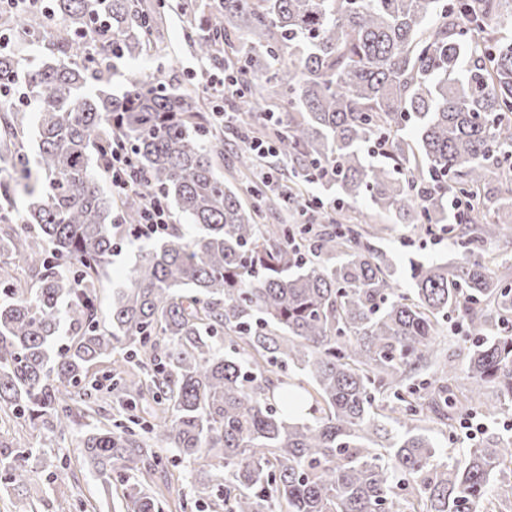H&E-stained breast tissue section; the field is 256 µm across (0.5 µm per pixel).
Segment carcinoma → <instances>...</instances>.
I'll return each mask as SVG.
<instances>
[{
	"instance_id": "1",
	"label": "carcinoma",
	"mask_w": 512,
	"mask_h": 512,
	"mask_svg": "<svg viewBox=\"0 0 512 512\" xmlns=\"http://www.w3.org/2000/svg\"><path fill=\"white\" fill-rule=\"evenodd\" d=\"M59 21L39 57L0 51V87L35 105L0 106V411L37 425L42 442H0V484L22 491L31 462L77 419L101 407L98 363L120 356L145 379L112 377L120 405L148 389L166 404L162 424L131 420L85 433L82 466L117 481L127 512H159L146 489L172 484L166 457L194 463L195 500L212 512H477L488 486L512 484V441L490 434L448 464L423 426L457 410L512 404V266L491 250L512 228L498 212L460 216L453 263L410 261L412 288L394 279L376 245L386 230L359 222L264 224V213L319 183L367 198L400 224L448 220L452 196H492L512 183V0H219L222 18L197 19L183 37L192 55L235 73L239 126L261 103L284 110L263 127L288 158L284 184L224 183V130L212 101L135 75L110 90L104 58L166 56L164 0H51ZM0 10V34H42ZM412 128L408 139L403 132ZM34 129L35 155L27 138ZM120 143L135 189L102 191L96 171ZM381 153L373 164L367 156ZM28 199L16 224L15 199ZM164 197L195 225L169 228L112 289L107 318L94 299L121 246L118 222ZM466 320L465 378L440 366L442 384L403 385L439 355L442 321ZM312 385L311 402L288 382ZM491 389L496 403L483 399Z\"/></svg>"
}]
</instances>
